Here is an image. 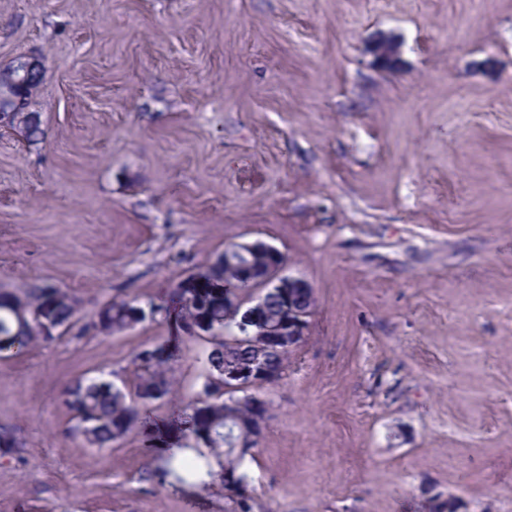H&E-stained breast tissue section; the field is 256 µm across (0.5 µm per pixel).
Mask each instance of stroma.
I'll use <instances>...</instances> for the list:
<instances>
[{"mask_svg":"<svg viewBox=\"0 0 512 512\" xmlns=\"http://www.w3.org/2000/svg\"><path fill=\"white\" fill-rule=\"evenodd\" d=\"M401 43L392 69L368 48ZM45 60L44 136L0 128V290L92 321L261 240L313 287L260 389L264 512H512V0H0V67ZM145 321L0 356V512H227L157 453L71 436L79 376L131 382ZM205 346L175 364L178 399Z\"/></svg>","mask_w":512,"mask_h":512,"instance_id":"stroma-1","label":"stroma"}]
</instances>
